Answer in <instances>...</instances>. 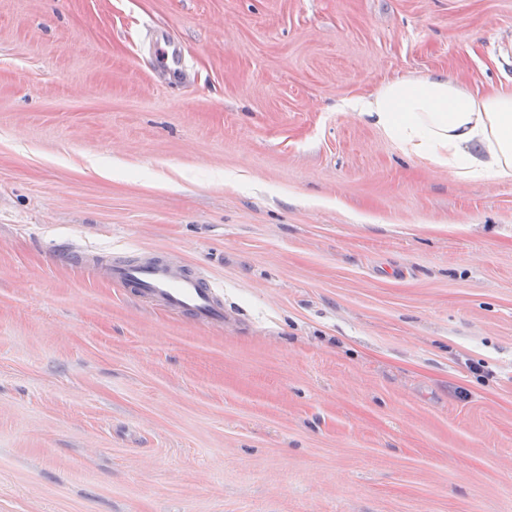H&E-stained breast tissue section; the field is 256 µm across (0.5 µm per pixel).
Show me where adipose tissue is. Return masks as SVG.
Returning a JSON list of instances; mask_svg holds the SVG:
<instances>
[{"label": "adipose tissue", "instance_id": "1", "mask_svg": "<svg viewBox=\"0 0 512 512\" xmlns=\"http://www.w3.org/2000/svg\"><path fill=\"white\" fill-rule=\"evenodd\" d=\"M351 110L407 155L465 181H512V91L479 93L444 75L385 82Z\"/></svg>", "mask_w": 512, "mask_h": 512}]
</instances>
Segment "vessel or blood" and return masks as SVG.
<instances>
[{
    "mask_svg": "<svg viewBox=\"0 0 512 512\" xmlns=\"http://www.w3.org/2000/svg\"><path fill=\"white\" fill-rule=\"evenodd\" d=\"M103 270L113 282L140 299L186 314L206 325L224 322L221 291L200 271L172 265L158 256L116 257Z\"/></svg>",
    "mask_w": 512,
    "mask_h": 512,
    "instance_id": "1",
    "label": "vessel or blood"
}]
</instances>
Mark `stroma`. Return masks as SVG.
Returning <instances> with one entry per match:
<instances>
[{
    "label": "stroma",
    "mask_w": 512,
    "mask_h": 512,
    "mask_svg": "<svg viewBox=\"0 0 512 512\" xmlns=\"http://www.w3.org/2000/svg\"><path fill=\"white\" fill-rule=\"evenodd\" d=\"M436 73L512 0H0V512H512V181L344 105ZM101 269L113 282L142 300L186 314L202 324L224 323L221 291L199 270L172 265L158 256L115 257Z\"/></svg>",
    "instance_id": "stroma-1"
}]
</instances>
